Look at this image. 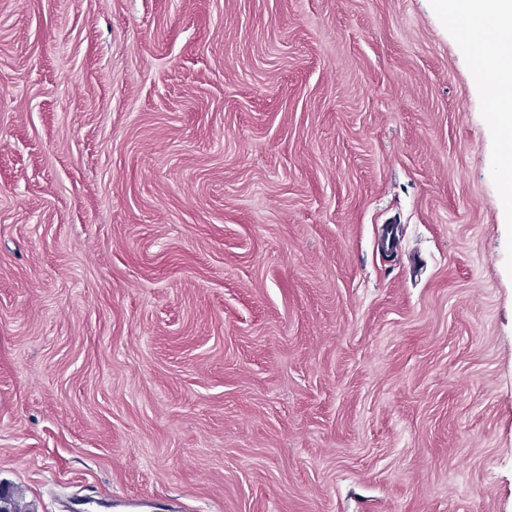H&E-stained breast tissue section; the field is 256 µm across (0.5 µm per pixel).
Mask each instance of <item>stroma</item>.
<instances>
[{"mask_svg": "<svg viewBox=\"0 0 512 512\" xmlns=\"http://www.w3.org/2000/svg\"><path fill=\"white\" fill-rule=\"evenodd\" d=\"M480 69L442 0H0V483L512 512Z\"/></svg>", "mask_w": 512, "mask_h": 512, "instance_id": "obj_1", "label": "stroma"}]
</instances>
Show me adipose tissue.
Wrapping results in <instances>:
<instances>
[{"instance_id": "1", "label": "adipose tissue", "mask_w": 512, "mask_h": 512, "mask_svg": "<svg viewBox=\"0 0 512 512\" xmlns=\"http://www.w3.org/2000/svg\"><path fill=\"white\" fill-rule=\"evenodd\" d=\"M480 33L474 47L492 92L493 119L503 137L512 136V0H458Z\"/></svg>"}]
</instances>
